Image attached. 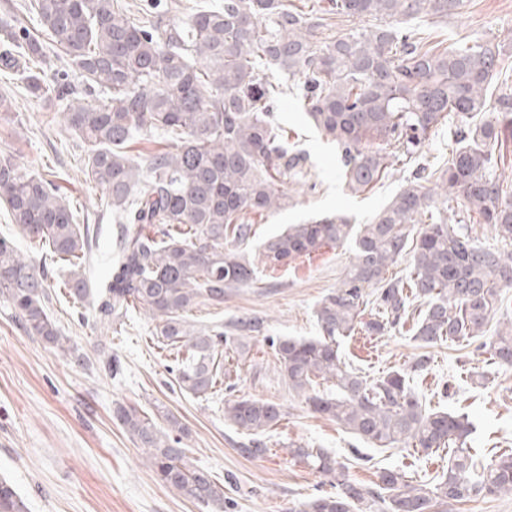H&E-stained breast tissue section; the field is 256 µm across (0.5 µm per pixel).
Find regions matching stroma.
<instances>
[{
  "instance_id": "obj_1",
  "label": "stroma",
  "mask_w": 512,
  "mask_h": 512,
  "mask_svg": "<svg viewBox=\"0 0 512 512\" xmlns=\"http://www.w3.org/2000/svg\"><path fill=\"white\" fill-rule=\"evenodd\" d=\"M415 27L442 47L461 39L499 45L512 71V0H464L445 19L421 17ZM274 112L290 142L311 155L305 185L290 189L284 209L249 215L254 237L247 252L258 262L259 285L228 288L218 306L199 304L188 313L197 327L236 335V323L258 318L259 331L227 351L231 375L203 396L180 390L172 370L176 354L155 335V322L143 310L132 311L118 331L103 334L89 308L74 306L61 284L60 263L47 262L50 308L71 358L27 335L0 301V477L12 483L29 512H207L184 493L166 486L143 463L144 454L113 416L116 404L155 415L157 406L174 413L189 430L183 444L191 461L207 469L224 486L225 512H288L289 508L331 491L329 478L288 452L289 445L325 448L345 466L350 480L377 481L381 470L399 469L415 484L430 483L448 465L447 451L425 454L413 448H371L336 421L310 411L288 381L268 339L319 336L314 311L338 288L349 266L352 244L327 246L294 262L271 268L260 264L259 246L288 224H308L338 214L351 223H369L407 179L443 167L456 147L457 125L447 122L432 132L413 157L395 164L371 189L351 193L341 177L334 144L322 139L298 104L302 83ZM13 91L10 111L0 112V148H10L27 168L52 179L94 230L91 284L104 277L114 256L117 224L100 206L101 191L86 181L81 141L61 131L53 110L25 90L17 76L0 66V88ZM347 363L368 378L409 368L428 356L426 372L415 380L419 392L448 410L465 413L477 432L473 447L482 463L512 452V367L494 363L479 341H443L423 348L403 327L386 336L359 331L341 339ZM269 399L284 416L264 436L265 456L240 452L247 443L224 418V402L235 397Z\"/></svg>"
}]
</instances>
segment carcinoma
I'll use <instances>...</instances> for the list:
<instances>
[{
	"instance_id": "cac0c4a2",
	"label": "carcinoma",
	"mask_w": 512,
	"mask_h": 512,
	"mask_svg": "<svg viewBox=\"0 0 512 512\" xmlns=\"http://www.w3.org/2000/svg\"><path fill=\"white\" fill-rule=\"evenodd\" d=\"M194 0L188 21L174 24L177 0H25L14 6L40 28L35 35L11 12L0 16V58L39 103L65 100V131L86 147L84 175L102 192V205L119 224L115 255L92 288L81 271L93 250L90 225L45 175L0 151V206L20 234L70 268L64 287L73 303L93 301L96 323L108 331L142 308L157 321L162 344L187 348L178 362L180 389L197 396L221 382L219 352L235 343L222 331L195 330L186 313L196 304L224 302V289L257 280L244 246L252 238L249 213L288 205L285 186L305 181L310 155L289 145L273 113L282 83L261 73L273 66L303 78L300 108L336 145L341 179L354 193L385 176L393 159L420 148L450 116L459 147L436 189L414 178L367 224L343 216L290 224L260 245L268 267L285 265L326 245L354 243L341 285L317 306L316 338L271 340L288 387L310 410L336 421L373 448L403 444L426 454L448 449V469L434 486L413 485L385 469L375 486L345 477L344 465L323 448L291 446V455L334 480L336 491L317 495L294 512H433L438 504L480 495L512 494V453L479 464L468 447L473 424L463 414L426 407L410 376L422 374V356L410 373L367 379L342 366L339 339L359 328L385 336L399 328L414 301L423 309L412 327L423 347L485 333L512 288V258L475 245L449 223V204L461 203L476 224L494 225L512 239V192L494 176L505 162L512 130V77L503 75L501 50L492 43L450 51L430 44L408 22L446 18L462 0ZM371 18L375 24L342 35L332 21ZM64 64L52 77L41 65L49 53ZM83 90L68 82V70ZM100 91L102 101H86ZM479 112L490 118L472 128ZM160 130L172 148L134 155L143 131ZM418 235L411 236L415 225ZM411 255L409 277H387ZM375 287L374 300L366 289ZM45 266L0 236V299L30 336L52 349L64 336L47 304ZM371 311H366L367 305ZM497 363L512 366V321L483 343ZM331 382L335 391L320 389ZM115 418L165 485L210 510L224 512V486L195 466L181 447L188 436L171 412L156 424L137 408L119 404ZM224 417L250 436L240 449L258 458L261 439L277 426L279 405L227 399ZM0 512H29L10 482L0 478Z\"/></svg>"
}]
</instances>
